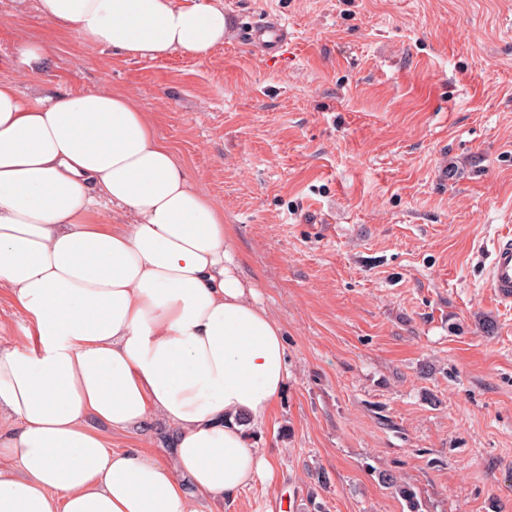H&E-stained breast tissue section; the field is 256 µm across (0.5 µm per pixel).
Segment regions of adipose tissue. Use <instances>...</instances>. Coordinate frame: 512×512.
Here are the masks:
<instances>
[{
  "mask_svg": "<svg viewBox=\"0 0 512 512\" xmlns=\"http://www.w3.org/2000/svg\"><path fill=\"white\" fill-rule=\"evenodd\" d=\"M41 16L131 57L204 58L229 36L205 0H39ZM117 207L127 223L107 224ZM0 286L26 316L0 346V512H197L272 476L251 446L288 380L283 330L223 212L125 94L33 102L0 79ZM173 429L167 459L113 448Z\"/></svg>",
  "mask_w": 512,
  "mask_h": 512,
  "instance_id": "1",
  "label": "adipose tissue"
}]
</instances>
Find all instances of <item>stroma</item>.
I'll return each mask as SVG.
<instances>
[{
    "label": "stroma",
    "instance_id": "35a3bbf8",
    "mask_svg": "<svg viewBox=\"0 0 512 512\" xmlns=\"http://www.w3.org/2000/svg\"><path fill=\"white\" fill-rule=\"evenodd\" d=\"M280 16L266 57L129 58L0 0V79L129 95L224 210L289 377L250 440L276 462L198 512H512V0H208ZM44 44L29 75L17 47ZM172 429L112 440L158 458ZM487 288L499 304L512 308V230L499 236L493 244Z\"/></svg>",
    "mask_w": 512,
    "mask_h": 512
}]
</instances>
